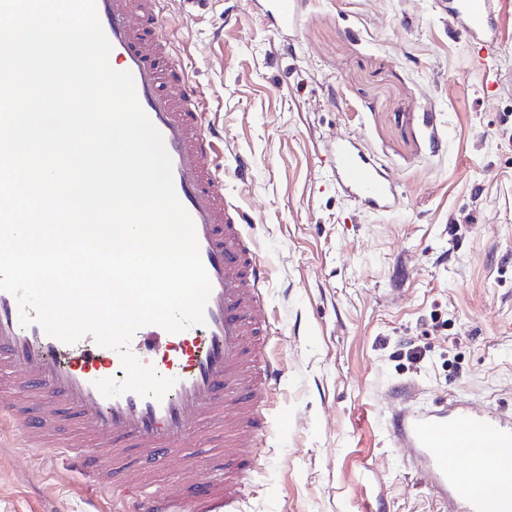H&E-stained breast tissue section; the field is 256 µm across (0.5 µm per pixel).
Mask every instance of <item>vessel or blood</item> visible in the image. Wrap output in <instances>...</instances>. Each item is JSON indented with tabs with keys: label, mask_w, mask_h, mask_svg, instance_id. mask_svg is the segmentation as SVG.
I'll use <instances>...</instances> for the list:
<instances>
[{
	"label": "vessel or blood",
	"mask_w": 512,
	"mask_h": 512,
	"mask_svg": "<svg viewBox=\"0 0 512 512\" xmlns=\"http://www.w3.org/2000/svg\"><path fill=\"white\" fill-rule=\"evenodd\" d=\"M169 2L96 0V9L112 46L110 64L131 72L193 220L212 284L205 322L177 333L139 328L130 351L176 383L159 400L133 392L107 398L95 383L124 379L119 353L89 335L68 344L38 323L21 324L15 297L0 291V428L14 430L52 464L76 470L88 494H108L113 512H238L266 430L264 406L285 369L265 354L267 272L244 239L250 219L224 196V130L161 34ZM302 4L262 0L261 9L275 32L292 36ZM435 7L456 21L474 66H487L501 42L500 0H435ZM326 163L359 210L395 207L394 180L357 137L337 136ZM195 434L203 440L187 464L160 480V462ZM392 438L410 449L448 512H512V415L441 402L398 415ZM452 451L463 467L449 465Z\"/></svg>",
	"instance_id": "vessel-or-blood-1"
}]
</instances>
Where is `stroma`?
Masks as SVG:
<instances>
[{
  "label": "stroma",
  "mask_w": 512,
  "mask_h": 512,
  "mask_svg": "<svg viewBox=\"0 0 512 512\" xmlns=\"http://www.w3.org/2000/svg\"><path fill=\"white\" fill-rule=\"evenodd\" d=\"M164 32L224 129L225 193L251 219L286 367L241 512H446L392 442L389 394L512 412V0L492 94L433 0H304L292 46L260 0H174ZM344 134L397 181L391 212L337 190L323 159ZM85 498L0 437V512Z\"/></svg>",
  "instance_id": "35a3bbf8"
}]
</instances>
